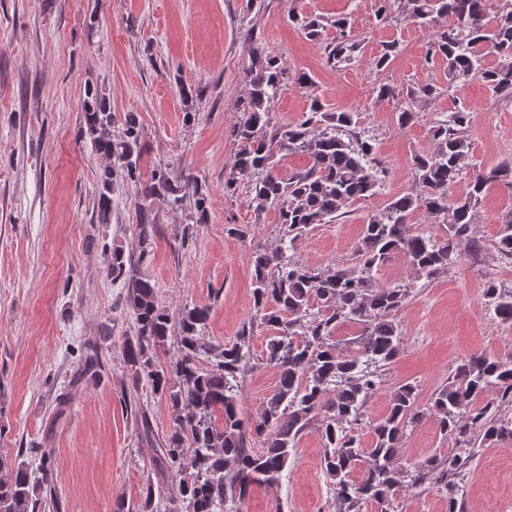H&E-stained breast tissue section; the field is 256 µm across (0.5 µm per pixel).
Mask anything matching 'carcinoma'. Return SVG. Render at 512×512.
Here are the masks:
<instances>
[{
  "instance_id": "1",
  "label": "carcinoma",
  "mask_w": 512,
  "mask_h": 512,
  "mask_svg": "<svg viewBox=\"0 0 512 512\" xmlns=\"http://www.w3.org/2000/svg\"><path fill=\"white\" fill-rule=\"evenodd\" d=\"M402 13L431 30L430 54L444 59L448 81L476 75L492 98L512 100V0H497L492 14L487 0H403ZM441 17L448 24L439 25ZM297 23L311 40L320 39L329 25L336 29L326 55L333 68L360 51L347 17L329 25L319 17H303ZM488 54L496 58L491 66L485 64ZM246 76L250 92L238 102L240 117L230 131L238 153L224 180V193L232 195L239 183H251L254 211L277 210L288 239L284 247L258 249L253 255V305L269 330L266 364L277 373L276 386L255 421L244 420L237 404L254 322L242 327L236 342H216L206 336L208 308L185 306L173 314L159 302L155 284L138 272L151 257L157 233L149 199L162 196L174 211L189 204L199 222L205 221L209 198L197 178L174 177L162 166L153 169L138 205V256L116 246L106 258V275L127 286L125 306L136 324L125 344L127 366L171 408L161 462L181 512H243L254 484H279L300 436L314 421L324 444L325 470L334 484L336 512H360L369 501L377 503L380 512H398L400 488L419 487L434 475L448 492V512H463L459 486L448 480V471L468 465L477 443L512 439V361L470 355L455 367L448 383L435 390L426 408L418 406L415 385H399L391 393L386 416L371 427L370 445H364L357 426L376 388L378 369L401 351L394 315L409 296L403 284H379L376 273L396 253L404 255L417 274L428 277L448 270L463 249L480 255L484 244L473 231L477 210L489 187L512 189V162L490 168L473 163L468 134L472 112L457 107L430 128L434 149L414 155V189L363 225L356 265L342 260L320 268L298 264L287 255L296 240L316 224L335 221L351 203L376 194L387 168L372 139L354 131L353 113L333 112L315 94L302 122L271 124L277 96L290 83L312 88L309 75L291 80L275 57L256 52ZM441 94V87L430 81L408 89L396 112L398 126L409 125L417 109ZM116 120L110 99L95 93L85 110L84 130L95 151L109 161L98 188L104 224L112 210L113 176L120 173L140 182L139 121L125 115L123 135L118 137L113 133ZM290 152L307 155L310 164L282 179L273 173L277 156ZM466 169L467 191L453 198L450 191ZM417 211L443 226L441 236L412 229ZM497 248L501 258L512 259V213L502 224ZM485 297L496 318L512 321V288L489 279ZM346 323L358 325L360 335L343 351L335 333ZM171 338L177 354L162 363L158 350ZM488 392L495 397L485 401ZM429 414L441 433L454 438L455 453L399 470L406 431ZM255 439L262 447H251ZM40 470L41 480L36 481L25 464L8 468L0 460V512H38L53 484L50 463L42 462Z\"/></svg>"
}]
</instances>
